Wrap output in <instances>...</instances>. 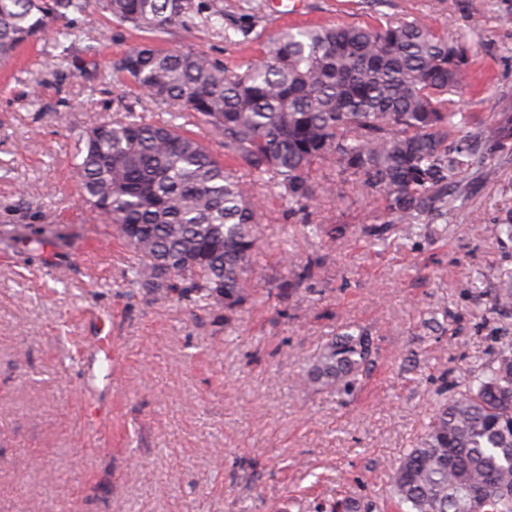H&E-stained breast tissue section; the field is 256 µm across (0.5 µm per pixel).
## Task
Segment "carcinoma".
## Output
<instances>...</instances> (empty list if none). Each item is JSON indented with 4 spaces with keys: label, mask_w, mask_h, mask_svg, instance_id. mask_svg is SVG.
Masks as SVG:
<instances>
[{
    "label": "carcinoma",
    "mask_w": 512,
    "mask_h": 512,
    "mask_svg": "<svg viewBox=\"0 0 512 512\" xmlns=\"http://www.w3.org/2000/svg\"><path fill=\"white\" fill-rule=\"evenodd\" d=\"M106 13L156 36L197 18L224 30V11L195 0H0V61L52 30L70 63L79 31L52 22ZM473 47L459 34L406 14L367 25L288 28L261 62L229 71L208 55L138 46L96 72L158 105L178 102L224 137V150L278 189L302 238L342 230L309 222L312 172L336 164L338 184L375 194L385 224L413 237L444 217L462 177L512 143V100L492 120L456 107ZM145 120L131 106L78 135L73 149L86 203L133 252L127 281L158 296L190 293L225 319L252 301L247 271L263 198L237 170L175 123ZM512 310V279L494 297ZM373 339L346 327L296 374L297 383L352 394L374 362ZM404 512H512V336L440 404L391 474Z\"/></svg>",
    "instance_id": "obj_1"
}]
</instances>
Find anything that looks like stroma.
<instances>
[{
	"mask_svg": "<svg viewBox=\"0 0 512 512\" xmlns=\"http://www.w3.org/2000/svg\"><path fill=\"white\" fill-rule=\"evenodd\" d=\"M224 28L151 34L68 15L97 48L68 67L46 37L0 67V512H394L389 479L468 368L489 362L512 312L493 298L512 274V239L488 228L512 209V145L468 172L467 198L420 236L366 234L373 196L318 194L304 241L270 187L248 271L253 300L223 308L129 285L132 253L82 198L74 141L125 103L165 109L103 83L131 48L191 47L229 70L290 25L365 24L413 13L464 35L474 56L456 96L486 117L512 99V0H218ZM288 292H280L281 282ZM367 331L376 361L353 396L295 374L344 326ZM111 353L97 348L101 337ZM96 409L100 420L88 419Z\"/></svg>",
	"mask_w": 512,
	"mask_h": 512,
	"instance_id": "1",
	"label": "stroma"
}]
</instances>
